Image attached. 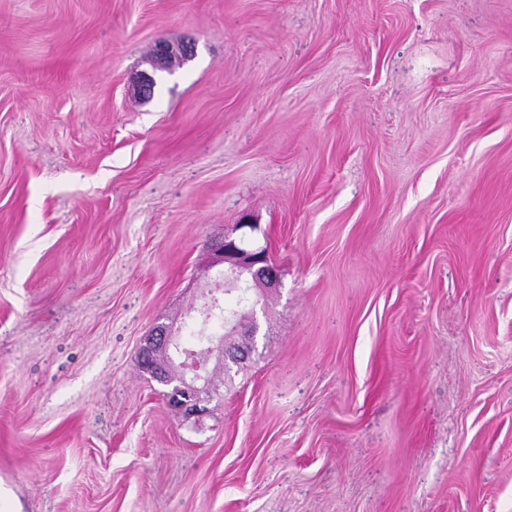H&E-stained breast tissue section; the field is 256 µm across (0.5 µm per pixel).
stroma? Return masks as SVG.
<instances>
[{"instance_id": "1", "label": "stroma", "mask_w": 512, "mask_h": 512, "mask_svg": "<svg viewBox=\"0 0 512 512\" xmlns=\"http://www.w3.org/2000/svg\"><path fill=\"white\" fill-rule=\"evenodd\" d=\"M246 216L185 418L139 350ZM0 512H512V0H0ZM194 54V43L184 41L181 44H174L166 40H159L154 47L151 57L153 72L141 73L135 82V91L139 99L149 101L152 99L155 87L157 86L156 72H167L171 74L175 67L173 65L176 59L180 64L186 61ZM257 229V224L245 217L241 224H236L230 235H225L220 241L210 245L211 253L210 269L222 267L217 278L214 280L215 289H211L203 295V303L200 307V314L204 315L215 306L220 304V298L213 294V290L224 289V307L222 310H215L209 319V325L220 323L225 315L231 314L234 305L240 304L244 297L238 295L235 299L226 300L225 295L231 288H240L242 283L249 280L260 282L264 288L273 290L279 286L280 273L277 266L269 259L265 248L249 250L242 247L247 232ZM241 232L240 236H236ZM209 315L206 316V319Z\"/></svg>"}]
</instances>
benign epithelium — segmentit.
<instances>
[{
  "mask_svg": "<svg viewBox=\"0 0 512 512\" xmlns=\"http://www.w3.org/2000/svg\"><path fill=\"white\" fill-rule=\"evenodd\" d=\"M194 54V43L185 41L174 44L160 40L155 44L151 57L153 72L141 73L135 82L139 99H152L157 79L155 72L172 73L174 61H186ZM257 225L245 217L235 225L233 233L210 245V268H220L214 280L215 289L239 288L253 280L264 288L273 290L279 286L280 273L269 259L266 249L249 250L243 247L247 232ZM258 329L256 321L242 324L230 318L225 320V335L211 336L201 352L180 348V327L174 321L156 324L145 339L140 351V364L150 368L153 378L172 386L170 406L185 417H199L206 412L204 402L214 392L213 370H222L227 361L240 358L238 352L230 350L224 336H253ZM215 360L214 369H209L210 360Z\"/></svg>",
  "mask_w": 512,
  "mask_h": 512,
  "instance_id": "7a95c632",
  "label": "benign epithelium"
}]
</instances>
